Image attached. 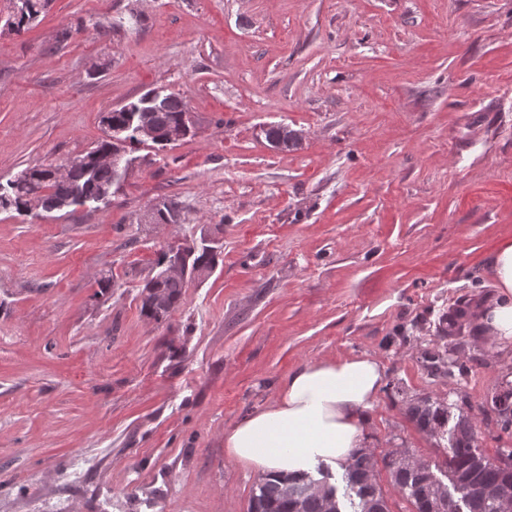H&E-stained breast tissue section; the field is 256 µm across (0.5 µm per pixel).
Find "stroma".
I'll use <instances>...</instances> for the list:
<instances>
[{
  "label": "stroma",
  "mask_w": 512,
  "mask_h": 512,
  "mask_svg": "<svg viewBox=\"0 0 512 512\" xmlns=\"http://www.w3.org/2000/svg\"><path fill=\"white\" fill-rule=\"evenodd\" d=\"M0 0V183L105 136L147 91L198 118L134 150L109 203L0 209V512H249L262 476L224 435L309 361L367 354L385 384L375 457L443 449L410 398L470 395L478 445L512 448L491 398L512 341L465 321V377L421 351L460 302L490 306L512 240V0ZM300 133L276 150L264 131ZM175 199L180 223H154ZM207 232L218 267L162 322L158 253Z\"/></svg>",
  "instance_id": "stroma-1"
}]
</instances>
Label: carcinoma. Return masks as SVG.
I'll use <instances>...</instances> for the list:
<instances>
[{
  "label": "carcinoma",
  "instance_id": "carcinoma-1",
  "mask_svg": "<svg viewBox=\"0 0 512 512\" xmlns=\"http://www.w3.org/2000/svg\"><path fill=\"white\" fill-rule=\"evenodd\" d=\"M28 2V13L13 18L11 22L15 32L26 29L48 4V0ZM149 96L147 92L110 111L107 137L95 150L108 151L115 147L124 150L142 145V141L138 140L137 126L143 117L149 118L162 134L177 126L187 111L184 100L175 93H167L159 111L144 114L140 109ZM114 127L123 129L124 141L119 145L112 143ZM54 168L52 163L37 164L27 169L28 178L0 184V208L30 212L36 207L52 211L59 209L63 201L69 207L82 206L90 201L108 199L112 195V187L119 183L114 178L110 164L96 167L90 176L85 175L84 167L80 164L69 172L66 183L56 180ZM156 214L158 222L175 224L181 218V208L177 201L167 199L162 201V208ZM220 255L221 247L204 232L199 238L191 240V245L181 254L172 255L166 250L160 251L156 260V274L145 280L141 290V314L155 321L166 318L182 300L188 281L195 279V271L201 269L206 275H211L218 266ZM174 258L187 267L188 276L160 277L162 265ZM466 315V310H457L446 326L441 328L442 336L454 338L451 347L443 350L427 349L423 352L424 366L431 374L448 377L465 374L464 366L448 360V353L466 344L460 323ZM503 396L512 399V388L507 387L497 392L491 398V403L497 412V426L507 433L512 430V403L503 410L499 409L498 400ZM408 413L416 428L434 438L437 446L445 450L443 460L423 469L409 467L401 452L382 458L392 482L406 495L416 512H442L432 496L433 478L438 473L447 478L459 494L458 501L464 505L465 512H499V504L494 498L473 494V487L491 488L512 483V469L507 471L499 467L476 447V425L473 419L462 410L452 415L447 406L430 396L420 397L410 403ZM376 465L373 453L365 449L357 450L346 465L342 481L346 486L351 512H389L386 498L376 482ZM327 472L329 469L319 465L314 474L306 471L298 475L266 476L252 496L250 512H323V497L314 495L311 487L317 486L323 493L337 497L336 487L327 483Z\"/></svg>",
  "mask_w": 512,
  "mask_h": 512
}]
</instances>
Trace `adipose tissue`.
Returning a JSON list of instances; mask_svg holds the SVG:
<instances>
[{"label": "adipose tissue", "instance_id": "adipose-tissue-1", "mask_svg": "<svg viewBox=\"0 0 512 512\" xmlns=\"http://www.w3.org/2000/svg\"><path fill=\"white\" fill-rule=\"evenodd\" d=\"M499 298L477 324L512 340V242L490 257ZM384 370L368 355L308 362L288 374L275 398L224 436L233 460L261 474H298L316 460L346 463L362 447Z\"/></svg>", "mask_w": 512, "mask_h": 512}]
</instances>
